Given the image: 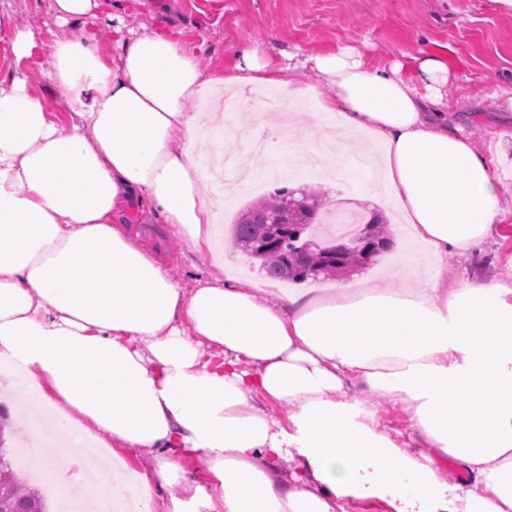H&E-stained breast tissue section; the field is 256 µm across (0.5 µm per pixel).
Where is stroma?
Segmentation results:
<instances>
[{"mask_svg":"<svg viewBox=\"0 0 512 512\" xmlns=\"http://www.w3.org/2000/svg\"><path fill=\"white\" fill-rule=\"evenodd\" d=\"M161 17L176 23L186 45L204 44L201 65L219 71L236 63L226 52L228 46L260 44L269 33H276L280 53L275 64L290 68L295 82L313 85L324 95L331 87L314 71L310 56L354 47L374 65L400 62L408 75L414 72L415 57L442 56L448 67V81L441 88L444 107L494 168L505 189L502 221L512 225V0H129L121 15L123 23L134 28ZM18 30L37 35L31 55L21 60L12 51ZM64 32L55 21L51 0H0V79L25 75L32 94L60 118L65 109L45 74L44 58L47 47ZM263 95V90L251 88L239 93L240 109L230 117L238 138L229 148L240 169L263 180L262 192H271L280 184L292 189L316 185L325 201L323 221L313 229L319 236L335 233V225L328 222L332 215L343 219L377 209L387 219L386 229L394 241L392 251L375 265L354 269L349 282L361 281L366 287L380 289L389 272L425 277L440 265L447 266L452 281L512 277V267L507 264L512 242L497 236L488 238L479 253L468 259L455 254L439 260L428 256L409 238L388 194L367 187L368 172L356 164H349L346 173L328 181L316 165L301 156H294L284 172L277 170L274 161L254 156L248 137L259 113L267 109ZM259 194L243 190L224 203L212 250L229 251L234 259L233 275L274 296L282 287L293 290V283L282 286L268 279L258 262L234 248L230 236L241 210ZM126 231L185 284H194L212 272L211 250L186 248L147 214H140ZM65 467L63 460L43 459L18 471L42 492L48 512H59L61 504L72 498L69 481L60 477Z\"/></svg>","mask_w":512,"mask_h":512,"instance_id":"35a3bbf8","label":"stroma"}]
</instances>
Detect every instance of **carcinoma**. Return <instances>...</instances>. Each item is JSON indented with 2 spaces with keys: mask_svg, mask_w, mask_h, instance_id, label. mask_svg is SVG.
I'll list each match as a JSON object with an SVG mask.
<instances>
[{
  "mask_svg": "<svg viewBox=\"0 0 512 512\" xmlns=\"http://www.w3.org/2000/svg\"><path fill=\"white\" fill-rule=\"evenodd\" d=\"M322 207V197L313 192L277 188L242 211L234 224L233 244L260 261L267 277L296 282L367 267L391 248L385 220L378 213L371 214L359 233L337 251L298 248ZM0 512H46L40 492L16 477L1 437Z\"/></svg>",
  "mask_w": 512,
  "mask_h": 512,
  "instance_id": "obj_1",
  "label": "carcinoma"
}]
</instances>
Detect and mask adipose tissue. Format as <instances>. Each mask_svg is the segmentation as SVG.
Segmentation results:
<instances>
[{
	"instance_id": "ef3b65f1",
	"label": "adipose tissue",
	"mask_w": 512,
	"mask_h": 512,
	"mask_svg": "<svg viewBox=\"0 0 512 512\" xmlns=\"http://www.w3.org/2000/svg\"><path fill=\"white\" fill-rule=\"evenodd\" d=\"M97 0H52L67 34L49 45L46 74L68 107L59 121L24 77L0 83V392L31 451L63 459L109 446L112 469L76 489L89 508L183 512H340L350 499L385 512H512V283L448 281L383 290L309 288L268 304L252 283L170 276L122 226L148 209L193 250L218 216L195 157L214 142L189 100L283 84L276 38L232 47L236 65L202 68L200 50L155 19L117 23L107 55ZM333 86L297 85L343 133L382 146L391 203L435 257L473 255L498 227L504 189L486 158L441 112L448 73L432 55L414 76L344 48L313 58ZM358 381L364 397L345 385ZM406 403L414 456L378 422L375 398ZM287 406L286 422L265 408ZM152 458L137 476L120 456ZM207 461L217 493L153 487ZM465 474L448 485L438 463Z\"/></svg>"
}]
</instances>
